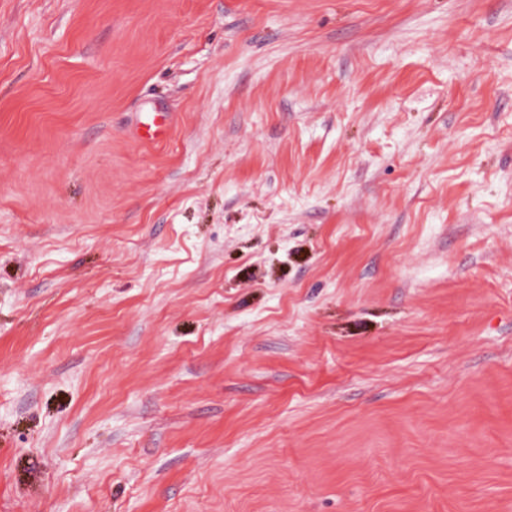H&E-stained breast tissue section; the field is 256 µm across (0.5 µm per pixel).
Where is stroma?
I'll return each mask as SVG.
<instances>
[{
	"label": "stroma",
	"instance_id": "35a3bbf8",
	"mask_svg": "<svg viewBox=\"0 0 512 512\" xmlns=\"http://www.w3.org/2000/svg\"><path fill=\"white\" fill-rule=\"evenodd\" d=\"M0 512H512V0H0ZM143 112L140 113L139 135L149 141H161L170 131L171 116L168 112Z\"/></svg>",
	"mask_w": 512,
	"mask_h": 512
}]
</instances>
